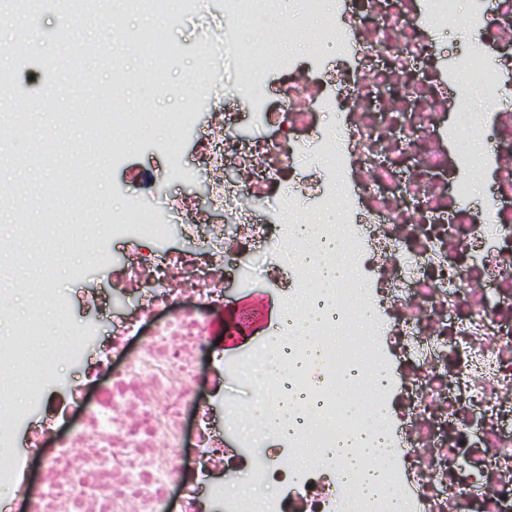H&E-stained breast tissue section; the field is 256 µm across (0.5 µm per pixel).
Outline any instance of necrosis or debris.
Returning a JSON list of instances; mask_svg holds the SVG:
<instances>
[{
  "label": "necrosis or debris",
  "instance_id": "4bbe7bcc",
  "mask_svg": "<svg viewBox=\"0 0 512 512\" xmlns=\"http://www.w3.org/2000/svg\"><path fill=\"white\" fill-rule=\"evenodd\" d=\"M267 3L224 0L212 34L224 55L195 79L223 70L225 100L257 108L252 135H239L227 110L198 141L207 208L161 198L141 171L156 204L144 223L112 226L113 238L154 243L176 226L201 250L122 265L117 283L140 304L113 338L61 323L59 357L108 385L88 401L47 370L32 352L38 319L0 341V445L29 411L47 429L84 415L38 488L0 466V486L26 493L20 512H170L175 491L180 512H391L395 500L404 512H512V0H290L277 31L243 43L238 20ZM462 27L469 51L447 50L440 33ZM304 32L306 67L280 49L283 34ZM275 71L286 84L274 111L254 88ZM464 126L488 146L477 158L456 148ZM475 165L481 209L471 205ZM211 210L223 222L209 223ZM331 211L336 222H323ZM336 249L353 272L324 290ZM275 276L286 320L224 360L216 334L239 336L244 323L217 322L225 281L249 292ZM316 308L324 320L292 341ZM132 332L138 345L113 369L111 343ZM316 347L320 366L307 359ZM273 361L280 376L269 382ZM19 367L22 408L6 402ZM227 378L255 391L257 413L297 401L296 432L265 423L243 449L226 447L216 413L236 429L244 413L224 399ZM353 398L363 412L345 416ZM342 435L393 456L371 494L345 476L334 452Z\"/></svg>",
  "mask_w": 512,
  "mask_h": 512
}]
</instances>
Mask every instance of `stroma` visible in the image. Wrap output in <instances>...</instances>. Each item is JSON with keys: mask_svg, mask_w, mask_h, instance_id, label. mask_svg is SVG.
Returning a JSON list of instances; mask_svg holds the SVG:
<instances>
[{"mask_svg": "<svg viewBox=\"0 0 512 512\" xmlns=\"http://www.w3.org/2000/svg\"><path fill=\"white\" fill-rule=\"evenodd\" d=\"M222 0H167L164 11L143 9L137 0H124L122 24L113 26L101 15L71 13L62 18L56 0H26L24 8L0 10V71L11 74L15 99L31 101L50 94L53 107L32 112L17 108L0 111V127L13 135L0 136V241L10 247V260L0 265V338L11 336L31 313H38L43 333L59 334V319H87L108 331L106 314L130 308L132 296L112 292V270L119 267L129 248L114 244L104 264L90 261V246L76 243L63 225L84 219L111 233L112 218L149 210L153 197L139 193L128 182L133 168L152 171L164 193L196 196L207 177L195 161L194 145L211 131L214 110L208 88L188 85L189 73L207 63L204 46L212 29L221 24ZM164 31L177 50L166 75L171 91L162 94L141 81V74L156 65L147 33ZM26 42L28 54L19 58L12 49ZM68 47L73 57L94 74L87 86L58 70V46ZM122 52L129 76L123 100L113 97V73L104 64L114 52ZM93 99L101 121L112 112H141L145 120L128 141L124 157L113 158L104 149L89 148L92 137L83 112L85 99ZM192 110L193 123L182 137V168H174L163 145L169 135V113ZM106 186L111 195L90 204L76 193L51 194L62 175ZM45 290H38V283Z\"/></svg>", "mask_w": 512, "mask_h": 512, "instance_id": "obj_1", "label": "stroma"}]
</instances>
